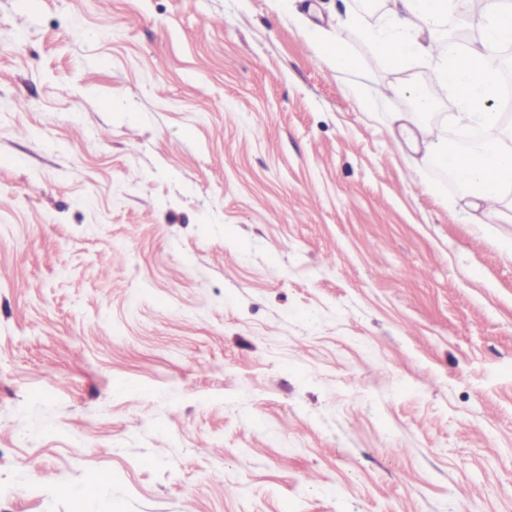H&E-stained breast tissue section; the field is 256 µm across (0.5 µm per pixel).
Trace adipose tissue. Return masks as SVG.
<instances>
[{
  "label": "adipose tissue",
  "instance_id": "1",
  "mask_svg": "<svg viewBox=\"0 0 512 512\" xmlns=\"http://www.w3.org/2000/svg\"><path fill=\"white\" fill-rule=\"evenodd\" d=\"M388 22L372 34L392 66L409 56L434 63L438 85L458 102L459 122L477 124L481 136L466 151L451 150L443 133L424 123L420 115L429 110L431 98L417 84L407 85L416 102V112L399 113L392 127L404 137L414 153V166L450 163L466 186L463 199L471 223L483 221L486 205L499 204L512 214V124L491 111L490 101L498 87V51L512 44V0H492L477 20L481 51L462 48L458 53L438 51V30L454 14L457 0H388Z\"/></svg>",
  "mask_w": 512,
  "mask_h": 512
}]
</instances>
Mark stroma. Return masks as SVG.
<instances>
[{
	"label": "stroma",
	"instance_id": "obj_1",
	"mask_svg": "<svg viewBox=\"0 0 512 512\" xmlns=\"http://www.w3.org/2000/svg\"><path fill=\"white\" fill-rule=\"evenodd\" d=\"M383 23L0 0V512H512V223L410 167ZM310 36L318 42L321 48L331 56L338 69H349L353 66L351 55L336 33L335 35L324 28L316 27L310 31Z\"/></svg>",
	"mask_w": 512,
	"mask_h": 512
}]
</instances>
